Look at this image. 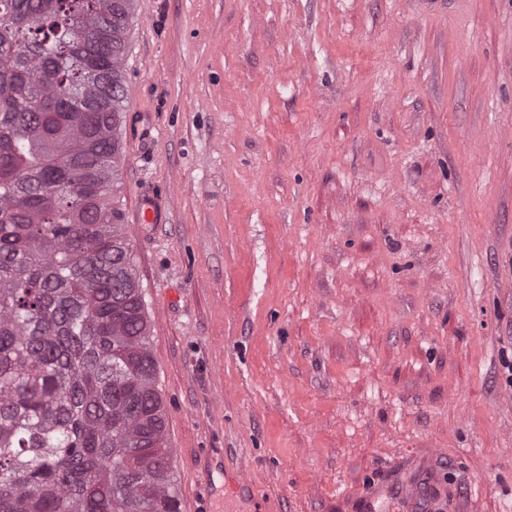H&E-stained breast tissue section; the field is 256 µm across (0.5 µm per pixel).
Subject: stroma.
Here are the masks:
<instances>
[{"mask_svg": "<svg viewBox=\"0 0 512 512\" xmlns=\"http://www.w3.org/2000/svg\"><path fill=\"white\" fill-rule=\"evenodd\" d=\"M125 74L181 512H512V0H133Z\"/></svg>", "mask_w": 512, "mask_h": 512, "instance_id": "1", "label": "stroma"}]
</instances>
